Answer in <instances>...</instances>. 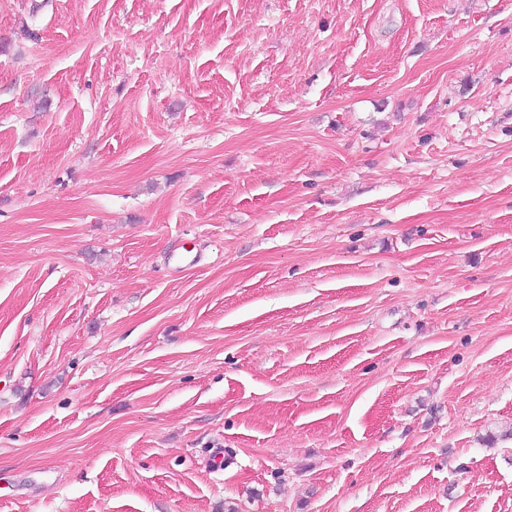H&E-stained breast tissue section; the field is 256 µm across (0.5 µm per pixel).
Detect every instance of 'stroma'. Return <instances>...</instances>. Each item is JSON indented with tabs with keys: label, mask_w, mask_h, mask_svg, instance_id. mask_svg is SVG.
Instances as JSON below:
<instances>
[{
	"label": "stroma",
	"mask_w": 512,
	"mask_h": 512,
	"mask_svg": "<svg viewBox=\"0 0 512 512\" xmlns=\"http://www.w3.org/2000/svg\"><path fill=\"white\" fill-rule=\"evenodd\" d=\"M0 512H512V0H0Z\"/></svg>",
	"instance_id": "35a3bbf8"
}]
</instances>
